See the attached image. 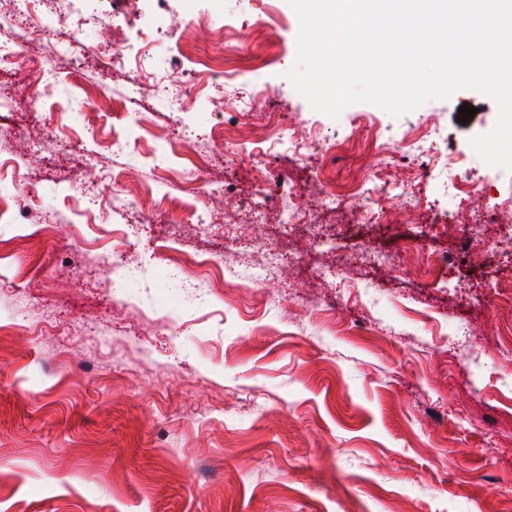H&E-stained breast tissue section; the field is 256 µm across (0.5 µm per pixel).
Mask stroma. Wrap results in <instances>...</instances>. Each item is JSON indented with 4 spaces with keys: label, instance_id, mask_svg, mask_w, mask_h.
Masks as SVG:
<instances>
[{
    "label": "stroma",
    "instance_id": "stroma-1",
    "mask_svg": "<svg viewBox=\"0 0 512 512\" xmlns=\"http://www.w3.org/2000/svg\"><path fill=\"white\" fill-rule=\"evenodd\" d=\"M29 8L58 37L0 26L16 47L0 69L15 136L0 155V512H512V223L460 250L463 224L512 203V173L469 144L495 102L315 111L286 77L288 0H88L85 27L53 0ZM207 58L234 70L235 99ZM150 72L182 90L178 111L154 102ZM271 118L302 148L267 142ZM423 133L442 159L427 171L404 156ZM222 137L239 146L229 166ZM451 157L467 163L448 171ZM373 169L380 221L340 211L320 229L329 252L309 226L244 221L257 189L308 213L322 185L343 194ZM173 180L213 187L191 198ZM460 180L481 198L455 195ZM129 224L150 238L111 248ZM377 250L393 256L380 270ZM284 251L302 263L266 268ZM194 261L188 299L168 267ZM345 262L336 288L313 275Z\"/></svg>",
    "mask_w": 512,
    "mask_h": 512
}]
</instances>
